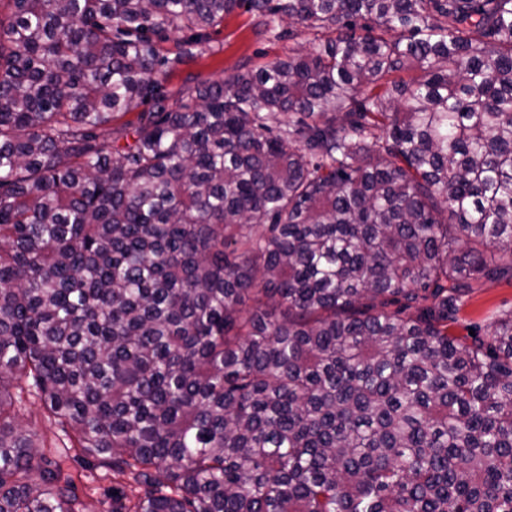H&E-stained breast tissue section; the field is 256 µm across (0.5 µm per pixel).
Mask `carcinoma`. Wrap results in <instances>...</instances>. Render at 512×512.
<instances>
[{"label":"carcinoma","mask_w":512,"mask_h":512,"mask_svg":"<svg viewBox=\"0 0 512 512\" xmlns=\"http://www.w3.org/2000/svg\"><path fill=\"white\" fill-rule=\"evenodd\" d=\"M241 8L314 47L169 106ZM482 279L512 0H0V512H84L27 395L112 512H512V312L448 335ZM25 423L41 436L48 440H57L59 448L67 454L65 461V470L73 477L79 496L86 504L87 512H112V488L125 487L128 494H132L135 488L127 477L124 479L113 477L112 471L101 466L92 459L76 457V452L72 449L62 448L64 442L63 436L58 432L57 427L49 419L38 398L30 397L25 402L22 411ZM59 433V439L56 437Z\"/></svg>","instance_id":"carcinoma-1"}]
</instances>
